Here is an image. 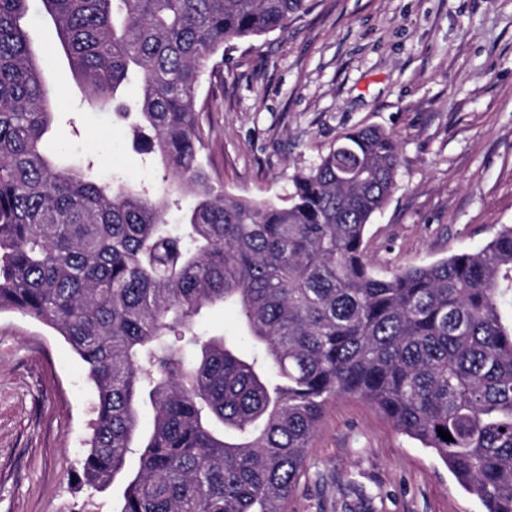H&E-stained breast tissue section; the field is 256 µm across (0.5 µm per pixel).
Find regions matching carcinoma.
Instances as JSON below:
<instances>
[{"label": "carcinoma", "instance_id": "obj_1", "mask_svg": "<svg viewBox=\"0 0 512 512\" xmlns=\"http://www.w3.org/2000/svg\"><path fill=\"white\" fill-rule=\"evenodd\" d=\"M30 2L0 0V311L54 329L96 386L82 482L120 483L116 512H285L326 405L352 396L486 512H512V226L379 275L365 233L395 188L396 135L340 132L279 203L227 191L201 160L205 71L225 42L286 28L307 0H41L89 98L137 114L154 187L53 164L43 139L67 93L43 77ZM174 187L195 198L178 224ZM216 307L261 355L197 332Z\"/></svg>", "mask_w": 512, "mask_h": 512}]
</instances>
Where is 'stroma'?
I'll return each mask as SVG.
<instances>
[{"label": "stroma", "mask_w": 512, "mask_h": 512, "mask_svg": "<svg viewBox=\"0 0 512 512\" xmlns=\"http://www.w3.org/2000/svg\"><path fill=\"white\" fill-rule=\"evenodd\" d=\"M287 29L224 45L196 107L212 177L278 201L336 135L400 143L396 187L367 228L375 271L432 263L512 225V0H309ZM30 34L46 81L70 93L48 146L68 165L144 185L154 166L84 94L38 0ZM97 390L46 324L0 313V512H114L120 487L79 484ZM286 512H483L430 449L373 406L333 399Z\"/></svg>", "instance_id": "obj_1"}]
</instances>
